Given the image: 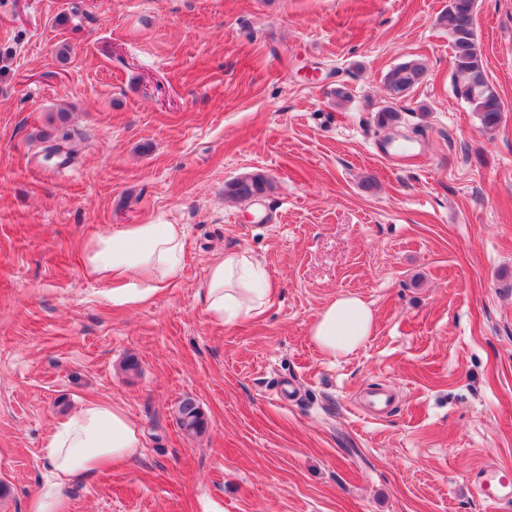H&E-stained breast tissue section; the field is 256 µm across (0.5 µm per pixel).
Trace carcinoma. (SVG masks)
Listing matches in <instances>:
<instances>
[{
  "label": "carcinoma",
  "mask_w": 512,
  "mask_h": 512,
  "mask_svg": "<svg viewBox=\"0 0 512 512\" xmlns=\"http://www.w3.org/2000/svg\"><path fill=\"white\" fill-rule=\"evenodd\" d=\"M474 8L475 0H455L452 8L439 15L438 23L448 30V35H457V38L450 39L453 66L462 79L456 86V93L462 95L471 110L478 113L483 128L494 129L500 122L502 102L488 81L477 38L470 36L467 30V22ZM426 72V65L418 59L391 69L384 80L390 99L397 101L405 97L423 82ZM271 189L272 183L265 175L245 172L225 184L224 194L233 200L247 201L261 197ZM177 423L191 437L201 434L206 427L202 411L190 399L179 404Z\"/></svg>",
  "instance_id": "cac0c4a2"
}]
</instances>
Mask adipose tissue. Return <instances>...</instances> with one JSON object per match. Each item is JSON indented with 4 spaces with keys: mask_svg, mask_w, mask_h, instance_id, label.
<instances>
[{
    "mask_svg": "<svg viewBox=\"0 0 512 512\" xmlns=\"http://www.w3.org/2000/svg\"><path fill=\"white\" fill-rule=\"evenodd\" d=\"M184 231L178 224H127L96 235L83 249L88 276L110 283L112 301L138 305L168 287L181 273ZM271 296L267 280L246 252L230 250L209 268L205 311L230 324L260 314ZM374 325L360 298L342 296L319 311L309 334L324 353L339 357L358 349ZM143 438L126 410L109 401L81 403L58 419L45 441L44 478L28 512H68L64 487L91 481L100 471L139 455Z\"/></svg>",
    "mask_w": 512,
    "mask_h": 512,
    "instance_id": "1",
    "label": "adipose tissue"
}]
</instances>
